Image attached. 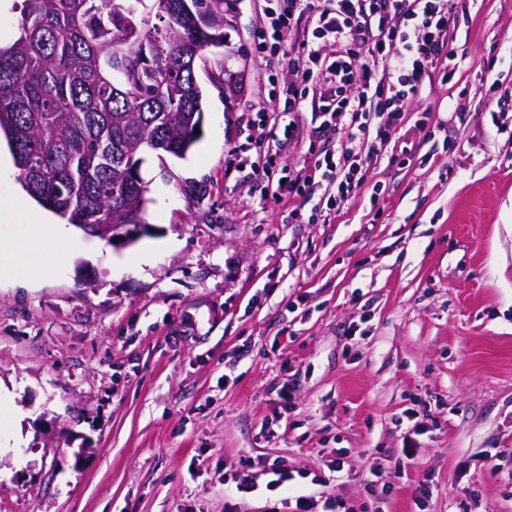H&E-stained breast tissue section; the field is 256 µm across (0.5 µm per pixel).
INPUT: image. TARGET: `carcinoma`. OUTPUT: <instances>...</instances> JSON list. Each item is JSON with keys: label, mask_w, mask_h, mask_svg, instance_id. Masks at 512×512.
I'll list each match as a JSON object with an SVG mask.
<instances>
[{"label": "carcinoma", "mask_w": 512, "mask_h": 512, "mask_svg": "<svg viewBox=\"0 0 512 512\" xmlns=\"http://www.w3.org/2000/svg\"><path fill=\"white\" fill-rule=\"evenodd\" d=\"M222 3L21 0L0 45V132L27 193L74 226L144 212L127 166L198 142L203 91L178 60L224 46Z\"/></svg>", "instance_id": "cac0c4a2"}]
</instances>
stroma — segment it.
Returning <instances> with one entry per match:
<instances>
[{
	"label": "stroma",
	"instance_id": "35a3bbf8",
	"mask_svg": "<svg viewBox=\"0 0 512 512\" xmlns=\"http://www.w3.org/2000/svg\"><path fill=\"white\" fill-rule=\"evenodd\" d=\"M267 3L224 0L226 42L197 72L203 134L141 169L152 233L98 240L48 281L0 277V512H269L305 493L512 512V0H451L453 74L433 71L358 195L317 224L321 192L292 217L249 166L336 148L312 102L295 140L245 137L293 80L256 50ZM337 448V481L267 492L269 463L325 474Z\"/></svg>",
	"mask_w": 512,
	"mask_h": 512
}]
</instances>
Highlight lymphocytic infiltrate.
I'll return each mask as SVG.
<instances>
[{
  "label": "lymphocytic infiltrate",
  "mask_w": 512,
  "mask_h": 512,
  "mask_svg": "<svg viewBox=\"0 0 512 512\" xmlns=\"http://www.w3.org/2000/svg\"><path fill=\"white\" fill-rule=\"evenodd\" d=\"M449 11V0H278L267 11L262 52L284 46L295 22L309 17L315 24L314 44L305 45L303 55L287 57L296 81L286 90L284 138L296 136L308 94L302 86L309 82L310 94L324 103L323 126L338 136L335 153L309 169L252 161L253 174L264 179L272 168L280 169L272 198L290 204L315 184L339 208L355 197L365 159L390 137L424 77L440 64L449 42ZM323 40L335 45L333 59L322 57Z\"/></svg>",
  "instance_id": "obj_1"
}]
</instances>
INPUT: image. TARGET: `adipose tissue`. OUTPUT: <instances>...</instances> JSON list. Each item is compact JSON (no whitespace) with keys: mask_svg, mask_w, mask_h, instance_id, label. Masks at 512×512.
I'll return each instance as SVG.
<instances>
[{"mask_svg":"<svg viewBox=\"0 0 512 512\" xmlns=\"http://www.w3.org/2000/svg\"><path fill=\"white\" fill-rule=\"evenodd\" d=\"M81 243L71 229L49 224L13 190L8 163L0 161V275L23 281L56 277Z\"/></svg>","mask_w":512,"mask_h":512,"instance_id":"1","label":"adipose tissue"}]
</instances>
